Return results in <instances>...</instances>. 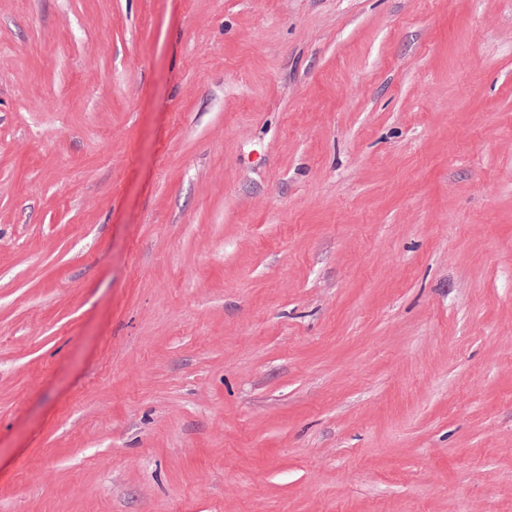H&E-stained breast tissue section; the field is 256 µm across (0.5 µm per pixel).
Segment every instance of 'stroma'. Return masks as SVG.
I'll use <instances>...</instances> for the list:
<instances>
[{
  "mask_svg": "<svg viewBox=\"0 0 512 512\" xmlns=\"http://www.w3.org/2000/svg\"><path fill=\"white\" fill-rule=\"evenodd\" d=\"M0 512H512V0H0Z\"/></svg>",
  "mask_w": 512,
  "mask_h": 512,
  "instance_id": "stroma-1",
  "label": "stroma"
}]
</instances>
